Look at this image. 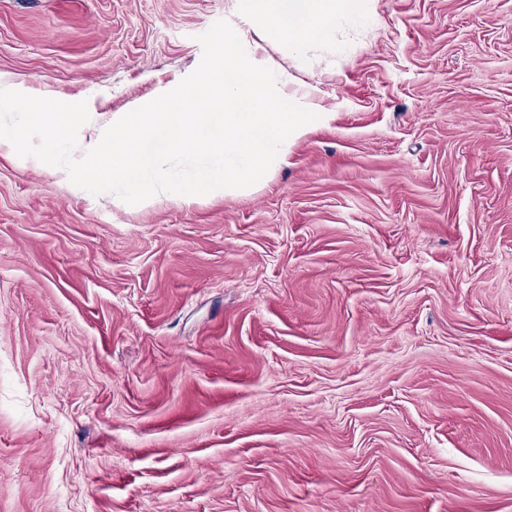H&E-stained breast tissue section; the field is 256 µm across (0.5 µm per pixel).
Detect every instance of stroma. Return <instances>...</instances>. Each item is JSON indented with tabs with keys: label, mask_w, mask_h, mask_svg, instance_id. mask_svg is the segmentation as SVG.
<instances>
[{
	"label": "stroma",
	"mask_w": 512,
	"mask_h": 512,
	"mask_svg": "<svg viewBox=\"0 0 512 512\" xmlns=\"http://www.w3.org/2000/svg\"><path fill=\"white\" fill-rule=\"evenodd\" d=\"M254 188L113 204L0 145V512H512V0H372ZM239 0H0L88 136Z\"/></svg>",
	"instance_id": "1"
}]
</instances>
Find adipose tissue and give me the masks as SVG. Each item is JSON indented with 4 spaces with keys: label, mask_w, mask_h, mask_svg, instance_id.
<instances>
[{
    "label": "adipose tissue",
    "mask_w": 512,
    "mask_h": 512,
    "mask_svg": "<svg viewBox=\"0 0 512 512\" xmlns=\"http://www.w3.org/2000/svg\"><path fill=\"white\" fill-rule=\"evenodd\" d=\"M242 18L258 16L269 24L264 38L293 54L304 52L314 42L329 40L337 22L353 20L368 12L367 0H241Z\"/></svg>",
    "instance_id": "1"
}]
</instances>
